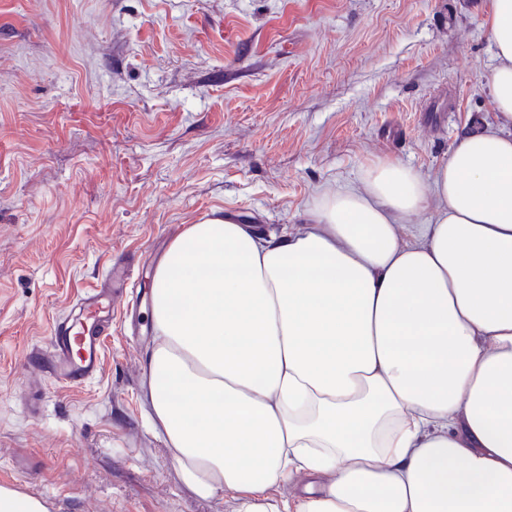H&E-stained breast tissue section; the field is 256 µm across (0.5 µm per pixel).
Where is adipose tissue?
Listing matches in <instances>:
<instances>
[{
	"label": "adipose tissue",
	"mask_w": 512,
	"mask_h": 512,
	"mask_svg": "<svg viewBox=\"0 0 512 512\" xmlns=\"http://www.w3.org/2000/svg\"><path fill=\"white\" fill-rule=\"evenodd\" d=\"M487 24L498 122L431 182L384 160L363 188L324 194L302 233L216 215L171 241L143 401L197 498L512 512V0H492Z\"/></svg>",
	"instance_id": "ef3b65f1"
}]
</instances>
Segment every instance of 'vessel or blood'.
<instances>
[{"mask_svg": "<svg viewBox=\"0 0 512 512\" xmlns=\"http://www.w3.org/2000/svg\"><path fill=\"white\" fill-rule=\"evenodd\" d=\"M132 275L131 267H111L105 284L91 287L80 298L78 315L55 325L52 373L59 382L73 384L100 371L99 338L111 331L112 316L121 307Z\"/></svg>", "mask_w": 512, "mask_h": 512, "instance_id": "1", "label": "vessel or blood"}]
</instances>
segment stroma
I'll list each match as a JSON object with an SVG mask.
<instances>
[{"mask_svg": "<svg viewBox=\"0 0 512 512\" xmlns=\"http://www.w3.org/2000/svg\"><path fill=\"white\" fill-rule=\"evenodd\" d=\"M491 0H0V485L49 512H228L142 400L150 273L186 225L300 232L383 160L423 179L495 123ZM140 270L98 375L51 332L111 262Z\"/></svg>", "mask_w": 512, "mask_h": 512, "instance_id": "obj_1", "label": "stroma"}]
</instances>
